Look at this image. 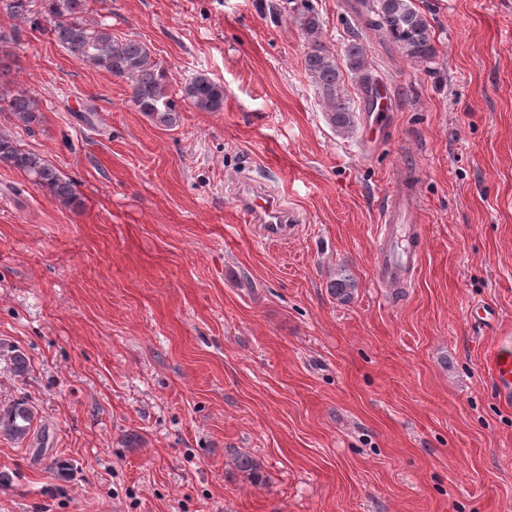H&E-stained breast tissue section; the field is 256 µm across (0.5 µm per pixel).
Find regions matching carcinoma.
<instances>
[{
	"instance_id": "cac0c4a2",
	"label": "carcinoma",
	"mask_w": 512,
	"mask_h": 512,
	"mask_svg": "<svg viewBox=\"0 0 512 512\" xmlns=\"http://www.w3.org/2000/svg\"><path fill=\"white\" fill-rule=\"evenodd\" d=\"M0 13L39 27L48 24L54 41L71 56L104 70L125 81L131 90V101L139 111L165 127L175 126L180 118L178 101L198 112L224 110V87L208 74L199 72L181 82L178 95L171 94L172 77L154 57L144 42L117 37L106 17L89 15L87 0H0ZM363 27L378 32L397 44L405 57L415 63H426L435 55L431 27L419 11L415 0H360L356 10ZM300 26L306 40L304 66L325 105V118L337 132L349 135L355 127V111L344 89L345 76L364 89L371 77L364 43L354 40L339 60L321 40L320 20L314 7L303 5ZM17 29L0 33V70L13 56L12 47L20 39ZM0 111L10 113L28 131L42 122L38 99L23 89L0 84ZM0 163L10 166L63 205L77 201L75 184L42 155L22 149L13 139L0 135ZM330 294L341 302L352 300L356 281L340 272L328 283ZM6 357L14 373L29 369L25 354L16 347L0 344V358ZM35 414L24 401L0 405V436L14 441L30 440L36 444L34 458L43 451L45 435L35 431Z\"/></svg>"
}]
</instances>
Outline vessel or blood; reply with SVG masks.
<instances>
[{"label": "vessel or blood", "instance_id": "vessel-or-blood-1", "mask_svg": "<svg viewBox=\"0 0 512 512\" xmlns=\"http://www.w3.org/2000/svg\"><path fill=\"white\" fill-rule=\"evenodd\" d=\"M236 204L243 220L261 225L265 237L285 235L295 221L293 212L278 198L257 189L239 194ZM419 203L413 181L400 177L387 199L380 216L376 237L378 287H396L421 260V249L416 240ZM486 368L497 395L505 403H512V338L500 337L486 358Z\"/></svg>", "mask_w": 512, "mask_h": 512}]
</instances>
